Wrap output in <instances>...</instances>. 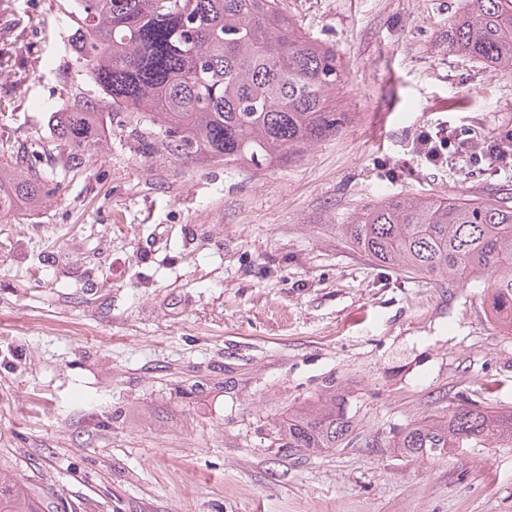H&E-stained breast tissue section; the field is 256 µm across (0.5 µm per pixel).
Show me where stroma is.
<instances>
[{"label":"stroma","mask_w":512,"mask_h":512,"mask_svg":"<svg viewBox=\"0 0 512 512\" xmlns=\"http://www.w3.org/2000/svg\"><path fill=\"white\" fill-rule=\"evenodd\" d=\"M335 48L350 118L298 162L232 168L113 123L63 173L54 114L102 100L66 50L67 0H0V132L62 173L0 215V471L50 512H512V446L413 459L414 421L512 411V328L484 285L406 277L342 227L389 195L512 194V175L423 163L426 127L512 129V72L449 53L463 0H280ZM337 389L349 444L280 447Z\"/></svg>","instance_id":"1"}]
</instances>
